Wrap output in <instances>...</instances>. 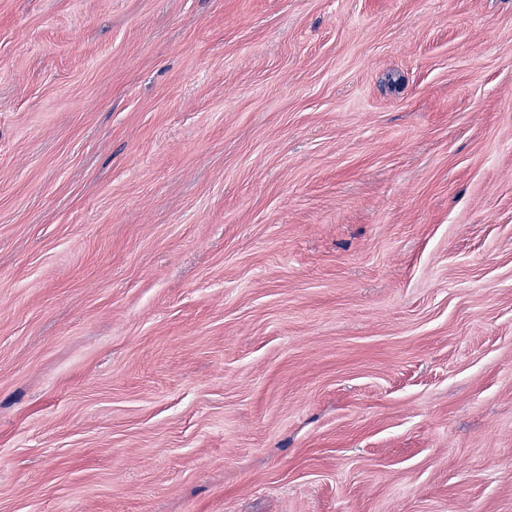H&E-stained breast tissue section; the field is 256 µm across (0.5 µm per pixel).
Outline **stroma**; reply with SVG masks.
<instances>
[{"mask_svg":"<svg viewBox=\"0 0 512 512\" xmlns=\"http://www.w3.org/2000/svg\"><path fill=\"white\" fill-rule=\"evenodd\" d=\"M0 512H512V0H0Z\"/></svg>","mask_w":512,"mask_h":512,"instance_id":"35a3bbf8","label":"stroma"}]
</instances>
